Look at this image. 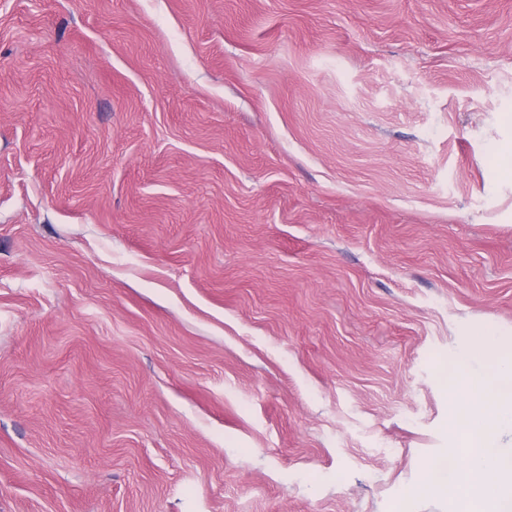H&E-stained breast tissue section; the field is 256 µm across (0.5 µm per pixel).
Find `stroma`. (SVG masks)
Here are the masks:
<instances>
[{
	"label": "stroma",
	"mask_w": 512,
	"mask_h": 512,
	"mask_svg": "<svg viewBox=\"0 0 512 512\" xmlns=\"http://www.w3.org/2000/svg\"><path fill=\"white\" fill-rule=\"evenodd\" d=\"M510 143L512 0H0V512H446Z\"/></svg>",
	"instance_id": "obj_1"
}]
</instances>
